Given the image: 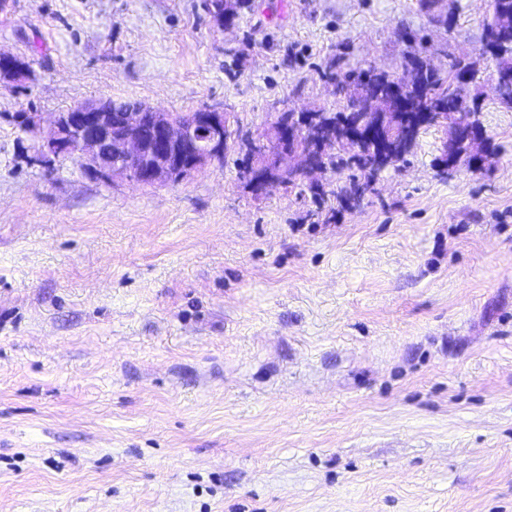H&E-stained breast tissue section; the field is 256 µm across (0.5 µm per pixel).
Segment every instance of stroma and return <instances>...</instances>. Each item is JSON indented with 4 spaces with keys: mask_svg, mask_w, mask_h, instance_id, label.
<instances>
[{
    "mask_svg": "<svg viewBox=\"0 0 512 512\" xmlns=\"http://www.w3.org/2000/svg\"><path fill=\"white\" fill-rule=\"evenodd\" d=\"M490 0H8L0 50V512H512V110ZM470 55L490 168L425 131L363 204L255 197L230 150L137 187L35 161L22 112L99 98L341 110L324 78ZM22 61V60H21ZM22 63L30 71V66L25 61ZM17 62V57L0 51V82L15 83L28 77V71Z\"/></svg>",
    "mask_w": 512,
    "mask_h": 512,
    "instance_id": "obj_1",
    "label": "stroma"
}]
</instances>
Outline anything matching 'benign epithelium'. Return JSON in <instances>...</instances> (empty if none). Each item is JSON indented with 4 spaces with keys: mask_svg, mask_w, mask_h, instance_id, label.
<instances>
[{
    "mask_svg": "<svg viewBox=\"0 0 512 512\" xmlns=\"http://www.w3.org/2000/svg\"><path fill=\"white\" fill-rule=\"evenodd\" d=\"M203 6L216 23L232 24L224 17V0H203ZM26 77L28 70L17 57L0 51V82L15 83ZM464 126L463 142L449 136L443 144L439 166L445 171L456 170L465 157L485 166L481 155L470 149L482 138V127L472 116ZM345 127L349 140L375 144L376 160L388 154L384 113L371 111L369 103L355 101L346 113ZM24 128L39 138V156L73 159L87 177L105 184L121 180L141 187L175 185L222 160L239 139L244 151L241 177L257 196L282 186L309 193L327 188L325 160L336 149V139L325 132L320 113L312 111L279 112L262 132L241 137L228 112L200 109L173 114L142 103L115 115L110 99L100 98L55 113L45 128L27 115ZM380 174L377 164H366L358 192L344 205L357 208Z\"/></svg>",
    "mask_w": 512,
    "mask_h": 512,
    "instance_id": "obj_1",
    "label": "benign epithelium"
}]
</instances>
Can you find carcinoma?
I'll return each mask as SVG.
<instances>
[{
  "mask_svg": "<svg viewBox=\"0 0 512 512\" xmlns=\"http://www.w3.org/2000/svg\"><path fill=\"white\" fill-rule=\"evenodd\" d=\"M492 7L495 18L485 23V39L482 54L494 63L493 77L500 82L498 103L505 109L512 110V0H493ZM411 71L406 78L411 82V87L403 94L404 104L396 100L389 101L388 111L411 113L412 120H399L393 116L389 123L393 127L394 152L390 158V167L406 160V143L413 145L421 134L430 128V122L421 118L427 112H446L448 118H456L460 112H481L478 96L468 93L462 94L455 88L460 74L468 72L472 80H477L479 70L475 63L457 60L452 64L448 76H442L438 71L429 67L427 61L414 59L410 64ZM325 77L331 82H337V91L343 92L350 85L358 87V92L364 100L385 98L390 93L391 75L372 73L371 70L350 72L344 76V80L337 81V74L329 72ZM351 108V104L343 105L342 110L332 112L325 111V121L329 122L336 132V142L346 152L351 151L352 144L345 139L343 128V114ZM355 182H350L339 187H330L314 194L317 204L322 205L328 199L336 201V207L329 209L330 215H335L343 206L345 198L353 191Z\"/></svg>",
  "mask_w": 512,
  "mask_h": 512,
  "instance_id": "1",
  "label": "carcinoma"
}]
</instances>
